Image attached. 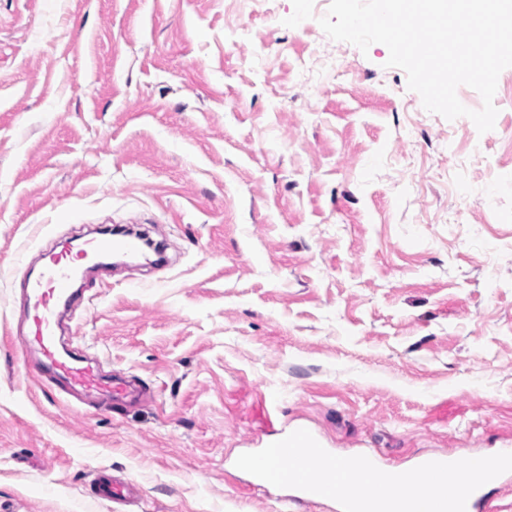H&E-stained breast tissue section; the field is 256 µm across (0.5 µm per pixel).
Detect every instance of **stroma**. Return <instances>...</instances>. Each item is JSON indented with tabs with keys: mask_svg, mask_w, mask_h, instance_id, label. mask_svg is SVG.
I'll list each match as a JSON object with an SVG mask.
<instances>
[{
	"mask_svg": "<svg viewBox=\"0 0 512 512\" xmlns=\"http://www.w3.org/2000/svg\"><path fill=\"white\" fill-rule=\"evenodd\" d=\"M330 0H0V512H337L239 471L277 428L341 457L512 448V67L492 131L428 112ZM89 224L174 263L85 272L62 345L137 377L98 410L23 365L25 280ZM109 474L132 487L96 498Z\"/></svg>",
	"mask_w": 512,
	"mask_h": 512,
	"instance_id": "obj_1",
	"label": "stroma"
}]
</instances>
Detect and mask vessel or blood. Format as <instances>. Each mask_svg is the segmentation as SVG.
Segmentation results:
<instances>
[{
	"instance_id": "b4317fda",
	"label": "vessel or blood",
	"mask_w": 512,
	"mask_h": 512,
	"mask_svg": "<svg viewBox=\"0 0 512 512\" xmlns=\"http://www.w3.org/2000/svg\"><path fill=\"white\" fill-rule=\"evenodd\" d=\"M139 249V240L133 236L111 235L89 240L78 251L50 253L43 272L26 285L30 300V330L22 346L24 354H38L40 368L50 372L67 388L110 404L130 400L135 392L134 384L120 374H103L94 362L59 348L57 308L59 304L73 302V279L81 262H94L96 270L103 273L107 270L103 256L130 254Z\"/></svg>"
}]
</instances>
